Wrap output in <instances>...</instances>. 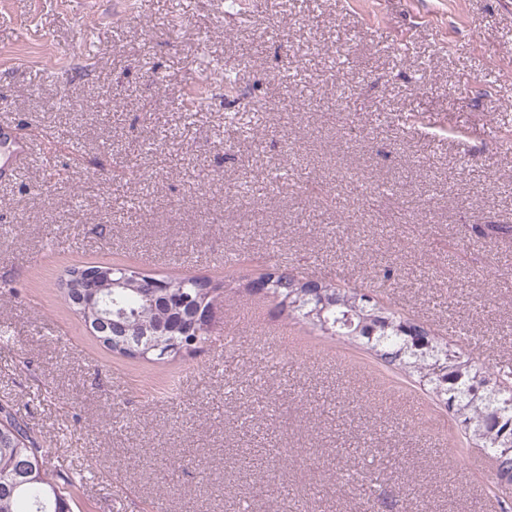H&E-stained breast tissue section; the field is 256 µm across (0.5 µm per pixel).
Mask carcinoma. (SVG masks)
<instances>
[{
  "label": "carcinoma",
  "instance_id": "cac0c4a2",
  "mask_svg": "<svg viewBox=\"0 0 512 512\" xmlns=\"http://www.w3.org/2000/svg\"><path fill=\"white\" fill-rule=\"evenodd\" d=\"M113 269L109 263L74 264L66 267L59 290L68 306L84 322L95 323L93 313L75 303L76 287L87 285V272L99 275ZM171 292L213 300L216 291L206 278L181 273L168 278ZM252 292L264 291L283 307L309 320L321 330L352 344L367 347L386 365L417 374L430 385L436 400L453 412L456 422L468 431L474 449L490 459L494 496L503 512L512 504V371L492 374L473 358H462L448 342L435 336L418 319L372 302L355 287H341L331 280L299 276L277 265L248 283ZM326 300L324 320L309 316ZM112 313L118 322L133 329L167 324L168 311L153 307L139 290L112 289ZM98 342L111 352L130 358L145 357L131 349V336L108 331L96 333ZM56 482L44 470V453L34 431L17 415L0 407V512H72L71 489L82 477L59 471Z\"/></svg>",
  "mask_w": 512,
  "mask_h": 512
}]
</instances>
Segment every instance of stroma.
I'll use <instances>...</instances> for the list:
<instances>
[{
	"instance_id": "obj_1",
	"label": "stroma",
	"mask_w": 512,
	"mask_h": 512,
	"mask_svg": "<svg viewBox=\"0 0 512 512\" xmlns=\"http://www.w3.org/2000/svg\"><path fill=\"white\" fill-rule=\"evenodd\" d=\"M0 115L53 146L0 181V405L92 468L73 512H500L417 379L245 284L327 277L512 364V237L473 231L512 225V0H0ZM79 261L221 284L209 340L109 352L57 298Z\"/></svg>"
}]
</instances>
